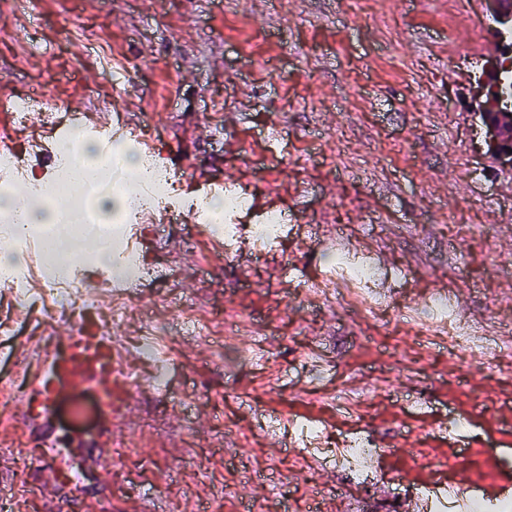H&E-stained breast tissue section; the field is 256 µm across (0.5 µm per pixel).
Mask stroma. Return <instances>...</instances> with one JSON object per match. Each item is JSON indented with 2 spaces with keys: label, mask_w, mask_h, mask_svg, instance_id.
Wrapping results in <instances>:
<instances>
[{
  "label": "stroma",
  "mask_w": 512,
  "mask_h": 512,
  "mask_svg": "<svg viewBox=\"0 0 512 512\" xmlns=\"http://www.w3.org/2000/svg\"><path fill=\"white\" fill-rule=\"evenodd\" d=\"M487 0H0V88L34 85L65 109L105 112L175 168L186 194L255 193L232 216L288 215L284 238L243 235L214 258L200 214L141 228L149 276L112 326L139 386L112 384L104 414L90 385L60 392L51 420L6 406L1 427L37 446L67 441L86 474L57 486L68 512H308L312 497L343 512H401L415 479L462 466L496 496L512 480V357L474 362L471 336L512 337V166L484 142L474 86L500 43ZM19 145L52 146L41 106ZM378 257L377 310L343 299L327 252ZM455 299L429 313L439 289ZM35 298L17 317L0 294L13 344L41 349L69 329ZM168 354L169 394L152 391L147 337ZM338 410L322 442L353 421L393 451L356 489L344 469L305 463L289 437ZM470 421L473 446L446 456L449 418ZM135 438L104 470L94 447ZM46 474L31 454L0 455V512H45Z\"/></svg>",
  "instance_id": "stroma-1"
}]
</instances>
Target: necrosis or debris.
Instances as JSON below:
<instances>
[{
    "instance_id": "obj_1",
    "label": "necrosis or debris",
    "mask_w": 512,
    "mask_h": 512,
    "mask_svg": "<svg viewBox=\"0 0 512 512\" xmlns=\"http://www.w3.org/2000/svg\"><path fill=\"white\" fill-rule=\"evenodd\" d=\"M68 130L53 151L49 165H42L40 150L23 153L13 146H0V169L10 172H34L36 178L27 194L28 203L43 199L54 204L48 221L29 225L19 234V246L35 244L39 253L41 294L50 302L49 312L57 319L77 322L96 330L98 363L127 385L138 384V376L112 357V338L108 328L128 313L127 306L117 305L103 310L97 307L92 295L75 288L73 281L75 256L83 255L90 261V271L108 270L118 282L144 280L148 267L141 252L132 244L135 224L148 219L158 208L174 212L185 207L199 211L215 235L233 240L245 233V226L228 224L225 214L240 211L244 197L229 194L217 199L208 194L184 202L173 194L174 178L164 162L142 158L123 134H115L108 153L79 158L72 153L74 143L90 141L91 136L77 116H70ZM93 168L91 178L84 180L82 195L69 193L68 184L73 169ZM133 182H145L149 193H130ZM95 239L97 250H88V239ZM336 264L342 269L349 284L350 298L370 302L374 296L372 285L380 271L372 262L350 256L336 255Z\"/></svg>"
}]
</instances>
